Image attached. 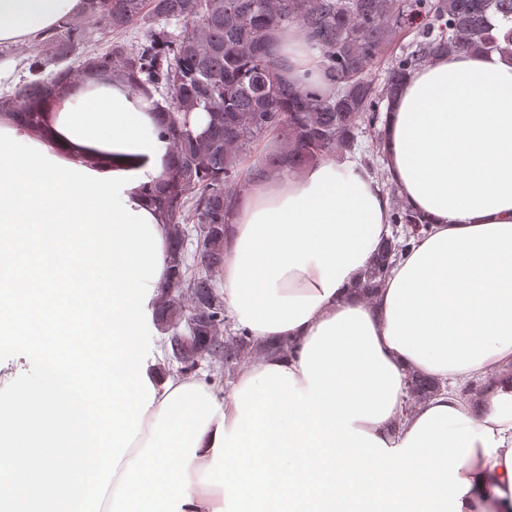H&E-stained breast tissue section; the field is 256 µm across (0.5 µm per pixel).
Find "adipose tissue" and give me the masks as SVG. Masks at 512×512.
I'll list each match as a JSON object with an SVG mask.
<instances>
[{
	"label": "adipose tissue",
	"instance_id": "adipose-tissue-1",
	"mask_svg": "<svg viewBox=\"0 0 512 512\" xmlns=\"http://www.w3.org/2000/svg\"><path fill=\"white\" fill-rule=\"evenodd\" d=\"M83 0H0V43L25 45ZM288 81L335 85L298 30L277 34ZM156 96L89 82L52 115L76 146L140 171L150 209L171 154ZM386 179L325 157L251 182L224 246V306L260 342L230 390L150 374L155 399L100 512H512V57L438 56L384 114ZM433 231L357 288L392 237L388 186ZM439 383L405 409L410 372Z\"/></svg>",
	"mask_w": 512,
	"mask_h": 512
}]
</instances>
